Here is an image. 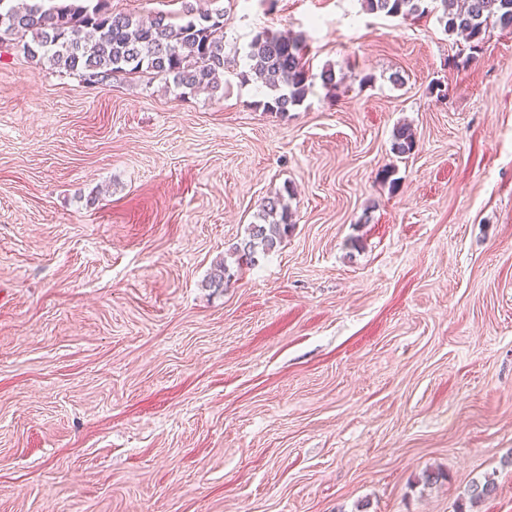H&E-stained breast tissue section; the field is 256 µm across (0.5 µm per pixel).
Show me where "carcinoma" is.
I'll return each instance as SVG.
<instances>
[{
    "label": "carcinoma",
    "instance_id": "obj_1",
    "mask_svg": "<svg viewBox=\"0 0 512 512\" xmlns=\"http://www.w3.org/2000/svg\"><path fill=\"white\" fill-rule=\"evenodd\" d=\"M30 0L21 9H0V42H13L30 59L44 61L59 73L74 75L86 85H104L116 75L151 72L165 84L191 93L219 88L218 75L228 64L224 53V11L187 2L181 22L158 13L149 23L114 13L106 0ZM367 11L390 17L433 14L450 34H463L476 49L489 29H512V0H364ZM249 71L242 78L267 89L263 111L287 113L300 105L315 79L336 86V72L325 67L315 74L306 60L305 44L271 29L259 32L246 55ZM416 145L410 127L393 134L392 150L409 154ZM291 213L284 196L263 199L249 224L248 235L233 247L238 259L255 264L257 256L274 251L288 234ZM487 478L469 490L470 500L494 493Z\"/></svg>",
    "mask_w": 512,
    "mask_h": 512
}]
</instances>
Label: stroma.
Instances as JSON below:
<instances>
[{
    "label": "stroma",
    "instance_id": "35a3bbf8",
    "mask_svg": "<svg viewBox=\"0 0 512 512\" xmlns=\"http://www.w3.org/2000/svg\"><path fill=\"white\" fill-rule=\"evenodd\" d=\"M200 5L212 93L0 48V512H456L488 477L471 512H512V32ZM266 28L336 86L263 111ZM282 192L292 229L238 262Z\"/></svg>",
    "mask_w": 512,
    "mask_h": 512
}]
</instances>
